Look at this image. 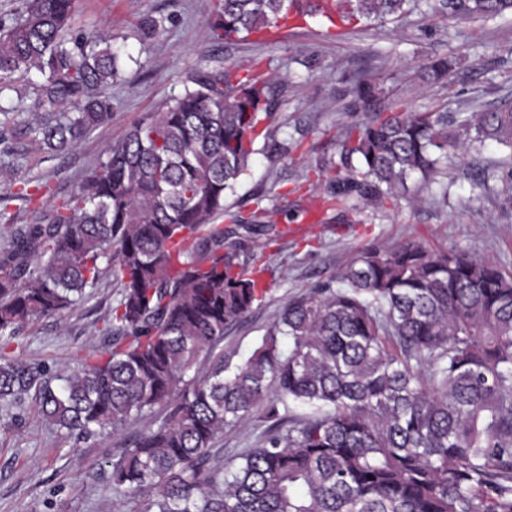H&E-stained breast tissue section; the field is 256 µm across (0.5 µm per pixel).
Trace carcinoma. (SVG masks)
<instances>
[{
    "label": "carcinoma",
    "instance_id": "cac0c4a2",
    "mask_svg": "<svg viewBox=\"0 0 512 512\" xmlns=\"http://www.w3.org/2000/svg\"><path fill=\"white\" fill-rule=\"evenodd\" d=\"M371 23L411 0H347ZM453 21L512 11V0H433ZM303 0H220L215 43L275 27ZM147 15L138 39L154 38ZM37 72L23 135L55 154L112 119L121 55L107 32L77 30L73 0L0 13V95ZM275 77L200 70L163 110L107 144L57 201L20 181L0 196V409L32 400L73 441L114 439L113 498L126 512H512V274L460 248L369 246L289 298L250 354L224 333L264 289L257 266L273 225L224 216L255 142L274 140ZM329 194L384 207L417 199L408 180L441 173L489 141L512 147V101L475 112H416L362 80L347 105ZM0 105V156L19 154ZM37 200L31 224L8 215ZM110 277L120 296L95 327L104 344L57 369L6 352L24 329L63 319ZM139 421L145 426L126 436ZM260 424L220 466L226 428Z\"/></svg>",
    "mask_w": 512,
    "mask_h": 512
}]
</instances>
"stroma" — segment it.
Instances as JSON below:
<instances>
[{"label": "stroma", "mask_w": 512, "mask_h": 512, "mask_svg": "<svg viewBox=\"0 0 512 512\" xmlns=\"http://www.w3.org/2000/svg\"><path fill=\"white\" fill-rule=\"evenodd\" d=\"M219 0H76L74 24L106 31L125 59L121 80L110 93L111 121L75 148L57 155L30 150L14 160L10 180L47 183L56 196L70 193L98 160L105 145L122 137L143 114L160 111L183 92L201 69L260 61L264 72L285 75L277 85L275 138L302 142V151L274 152L262 145L234 194L232 211L250 216L255 197L272 210L281 237L263 250L269 269L263 304L224 335V350L243 357L289 297L309 291L345 266L364 247L390 248L421 239L436 248L469 249L512 273V199L504 177L512 170V149L488 143L480 153L449 157L437 181L419 187L420 203L398 199L386 209H351L323 204L322 190L298 188L310 168L336 156V139L349 118L356 78L377 83L386 99L412 110L467 111L471 101L494 105L512 99V12L473 23L433 15L425 4L412 13L387 17L372 27L355 26L339 40L323 36L322 15L283 29L278 40L253 34L247 40L215 43L210 27ZM162 22L147 42L136 36L144 15ZM451 63L447 78L424 70L430 61ZM316 237L313 247L302 236ZM118 296L117 286L95 288L92 297L64 320L46 319L25 328L17 353L30 362L69 365L80 346L99 343L96 320ZM112 448L81 445L40 420L33 405L19 419L0 410V512H118L107 491Z\"/></svg>", "instance_id": "stroma-1"}]
</instances>
